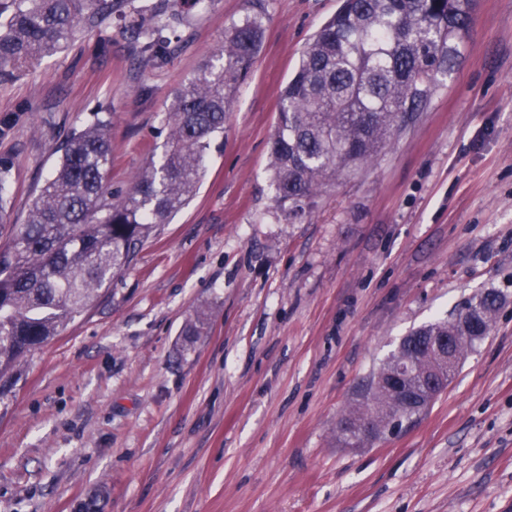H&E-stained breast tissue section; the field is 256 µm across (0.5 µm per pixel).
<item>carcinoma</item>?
Listing matches in <instances>:
<instances>
[{"instance_id":"1","label":"carcinoma","mask_w":512,"mask_h":512,"mask_svg":"<svg viewBox=\"0 0 512 512\" xmlns=\"http://www.w3.org/2000/svg\"><path fill=\"white\" fill-rule=\"evenodd\" d=\"M118 0H0V76L68 44L85 22L102 20ZM224 31L218 63L205 64L167 108L163 160L141 168L133 186L112 201L111 122L98 117L69 132L27 222L0 244V377L58 335L129 266L140 243L192 200L212 140L236 89L257 55L267 20L262 0ZM477 0H341L336 14L307 44L280 97L270 141V180L276 209L288 220L311 213L342 176L362 171L412 127L439 78L454 71L457 46L469 36ZM168 24L147 33L151 55L166 42ZM503 300L477 294L447 318L403 337L336 422L342 445L361 446L350 427L370 420L383 430L421 414L407 408L384 380L405 362L413 374L401 391L418 400L421 375L434 364L433 336H457L459 358L487 336Z\"/></svg>"}]
</instances>
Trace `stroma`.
I'll list each match as a JSON object with an SVG mask.
<instances>
[{
	"label": "stroma",
	"instance_id": "1",
	"mask_svg": "<svg viewBox=\"0 0 512 512\" xmlns=\"http://www.w3.org/2000/svg\"><path fill=\"white\" fill-rule=\"evenodd\" d=\"M338 6L266 0L196 196L0 384V512H512V0H478L420 120L291 222L268 179L279 96ZM248 8L124 0L0 77V242L93 113L111 116L113 189L161 160L175 92ZM161 12L151 60L125 23ZM492 289L489 336L423 416L342 447L338 418L400 340Z\"/></svg>",
	"mask_w": 512,
	"mask_h": 512
}]
</instances>
